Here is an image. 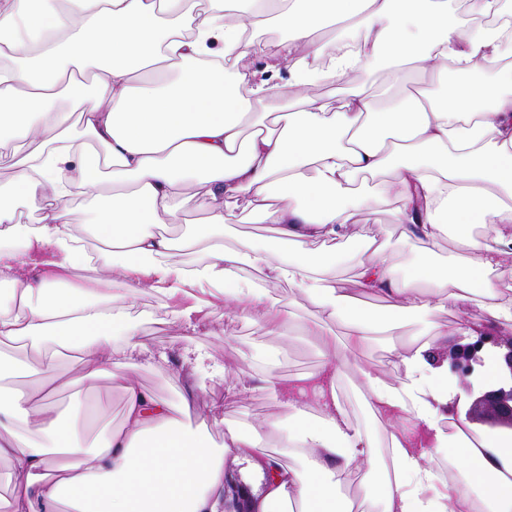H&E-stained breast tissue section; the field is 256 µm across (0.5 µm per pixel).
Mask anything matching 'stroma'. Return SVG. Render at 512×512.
Listing matches in <instances>:
<instances>
[{
  "label": "stroma",
  "instance_id": "stroma-1",
  "mask_svg": "<svg viewBox=\"0 0 512 512\" xmlns=\"http://www.w3.org/2000/svg\"><path fill=\"white\" fill-rule=\"evenodd\" d=\"M387 77L386 65L359 71L353 81L330 80L312 88L311 96L329 104L337 102L347 93L350 85L363 87L368 93H379ZM399 202L391 198L363 211L358 220L377 239L391 260L393 268L403 276L413 275L427 261L422 244L405 236L397 222ZM362 256L355 246L343 249L340 260L331 262L325 271L329 280L337 281L352 295L355 304L375 317L386 315L384 302L363 292L356 283V268ZM245 276L259 287L269 289L277 300L280 312L291 315L298 324H306L316 311L306 294L295 285L272 282L254 269L244 271ZM163 298L147 290L126 302L127 322L137 334L138 341L155 360L143 357L129 359L121 376H114L111 364H103L100 376L92 382L55 398L59 414L69 415L75 404L106 403L108 416L96 417L79 437L82 447H92L97 436L105 430H118L123 426L126 381H133L145 390L167 402H179L187 397L193 400L192 415L183 417L185 428L202 430L215 444H223L227 428L248 430L261 424H270L264 450L273 453L280 446L278 426L287 425L288 415L272 400L265 379L288 383L300 375L318 369L322 357L316 337L294 333L290 338L266 336L247 321L235 318L223 297L212 298L203 319L193 325L168 321L162 308ZM456 322L453 309L439 310L427 317L404 321L396 329L376 336L369 350L358 356H349L346 376L338 383V395L354 425L372 429L378 440H385L382 425L370 416L357 389V369L361 366L382 368L386 365L389 343L426 333L431 325L453 327ZM192 345L209 355L208 371L181 364L176 357L185 346ZM166 353V360H158V353ZM0 380L10 387L37 386L45 382L39 364L31 352L9 353Z\"/></svg>",
  "mask_w": 512,
  "mask_h": 512
}]
</instances>
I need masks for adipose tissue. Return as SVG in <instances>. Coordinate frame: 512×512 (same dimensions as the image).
Listing matches in <instances>:
<instances>
[{"label": "adipose tissue", "instance_id": "obj_1", "mask_svg": "<svg viewBox=\"0 0 512 512\" xmlns=\"http://www.w3.org/2000/svg\"><path fill=\"white\" fill-rule=\"evenodd\" d=\"M239 2L200 10L195 0H39L34 9L0 0L10 51L0 65V154L15 170L11 199L0 201V341L24 339L35 351L74 342L77 381L96 379L104 362L143 351L112 295L117 276L132 296L223 295L239 318L287 336L291 317L240 274L256 267L298 285L317 310L305 330L319 340V369L267 384L294 422L282 445L296 463L260 453L256 429L228 430L212 445L182 427L177 406L132 383L122 429L81 448V424L55 411L52 390L1 387L9 512H228L234 474L242 512H284L293 500L300 512H344L337 489L360 470L381 476L361 512H512V434H479L462 421L443 428L459 390L438 352L447 332L390 346L400 376L359 371L370 413L389 428V453L346 419L337 394L345 355L365 352L385 324L355 310L317 265L356 242L357 283L385 300L393 320L449 307L471 344L485 327L469 307L491 297L488 315L512 327V298L497 297L490 279L512 259V51L493 32L469 36L449 23L448 0ZM263 11L288 27L274 52L249 36ZM328 25L336 34L324 42L317 34ZM383 57L395 90L415 72L446 80L452 63L462 73L494 67L496 78L444 100L421 91L388 106L359 88L334 106L307 93ZM77 62L95 67V84L68 79ZM283 76L290 113L274 130L269 101ZM74 188L103 192L108 203L94 223L103 243L94 261L63 205ZM393 197L405 235L425 250L452 227L486 232L458 236V261L400 276L357 222ZM20 204L35 223L20 219ZM241 209L273 225L287 255L251 237L226 246L220 231ZM188 210L205 213L210 228L196 239L207 260L192 268L175 259L181 242L159 231ZM87 267L92 275L78 282L62 276ZM451 448L457 481L437 470Z\"/></svg>", "mask_w": 512, "mask_h": 512}]
</instances>
